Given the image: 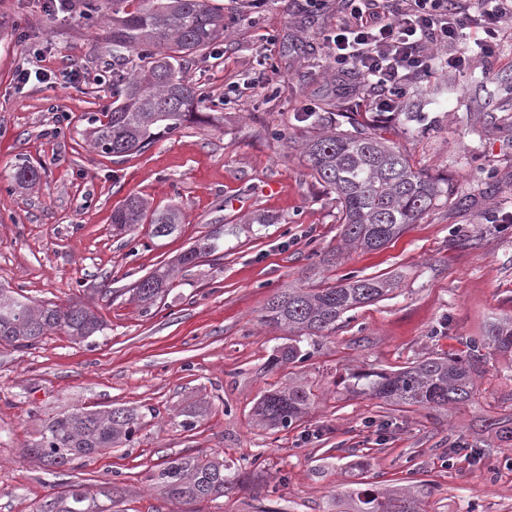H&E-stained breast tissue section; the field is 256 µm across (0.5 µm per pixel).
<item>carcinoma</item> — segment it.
<instances>
[{
	"label": "carcinoma",
	"mask_w": 512,
	"mask_h": 512,
	"mask_svg": "<svg viewBox=\"0 0 512 512\" xmlns=\"http://www.w3.org/2000/svg\"><path fill=\"white\" fill-rule=\"evenodd\" d=\"M124 2L112 0V49L135 51L143 65L129 77L117 75L112 111L103 120L91 118L95 147L114 157L139 152L187 122L208 121L198 111L202 92L179 76L174 62L210 48L224 38L227 28L224 8L212 0H140L133 11L125 10ZM332 122L329 115L314 118L318 132L302 143V157L314 178L336 193L346 245L379 249L448 196L441 181L416 169L395 144L358 122L351 132L330 130ZM11 178L20 186H30L40 179V171L29 162L21 163ZM146 219L155 237H167L179 226L177 208L149 217L144 202L135 198L114 212L112 224L122 231ZM218 249L217 237L209 235L181 254L177 264L194 266ZM168 280L169 273H155L139 279L132 291L139 301L151 304L165 291ZM393 287L394 282L380 276H351L326 288H288L275 295L263 321L286 327L293 338L272 363L305 359L301 342L324 335L343 314L381 300ZM101 330L98 317L82 304L36 307L24 295L0 288V343L31 347L50 331L88 338ZM485 349L512 353V317L486 323L482 335L470 339L463 356L437 353L396 371L354 372L350 386L392 407L467 404L473 399L474 375ZM311 404L310 391L292 385L264 394L256 415L268 427L286 428L300 420ZM144 418L132 407L77 409L46 423L28 452L55 474L79 458L132 441ZM158 481L170 499L191 503L233 493L242 476L218 457L185 456L168 461ZM355 496L356 512H418V499L411 494L381 496L365 491ZM121 498L122 490L113 485L95 496L72 488L47 497L38 512H112Z\"/></svg>",
	"instance_id": "1"
}]
</instances>
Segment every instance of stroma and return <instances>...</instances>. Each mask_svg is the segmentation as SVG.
<instances>
[{"instance_id": "stroma-1", "label": "stroma", "mask_w": 512, "mask_h": 512, "mask_svg": "<svg viewBox=\"0 0 512 512\" xmlns=\"http://www.w3.org/2000/svg\"><path fill=\"white\" fill-rule=\"evenodd\" d=\"M228 30L178 70L201 87L191 123L123 157L95 151L89 119L112 104V46L87 0L52 14L43 0H0V285L38 304L79 302L105 328L88 339L56 332L28 349L0 346V512H37L51 493L79 485L124 491L120 512H352L355 490H412L420 512H512V457L493 423L512 416V354L487 353L473 404L392 410L356 394L351 372L394 370L435 353L462 354L486 322L512 315V24L488 58L420 81L426 96L403 111H369L358 78L336 81L319 35L339 0H216ZM274 36L261 58L262 36ZM42 79L20 82V69ZM267 72V92L228 93ZM348 113L400 146L448 195L376 251L343 247L339 203L312 176L300 143L310 113ZM416 120H409V113ZM286 132L287 140L277 139ZM39 183L21 188L14 165ZM178 207L176 232L150 224L120 232L112 213L128 199ZM216 234L221 249L196 266L176 257ZM174 269L153 305L135 282ZM352 275L395 279L385 299L348 312L304 362L269 368L287 331L259 319L285 288H317ZM303 381L314 403L286 429L255 408L267 391ZM129 406L147 417L134 441L50 474L26 454L48 419L88 407ZM204 406L192 430L186 409ZM213 454L257 473L234 493L168 501L151 478L168 459Z\"/></svg>"}]
</instances>
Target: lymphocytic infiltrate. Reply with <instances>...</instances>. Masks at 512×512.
<instances>
[{"label":"lymphocytic infiltrate","mask_w":512,"mask_h":512,"mask_svg":"<svg viewBox=\"0 0 512 512\" xmlns=\"http://www.w3.org/2000/svg\"><path fill=\"white\" fill-rule=\"evenodd\" d=\"M334 27L321 36L337 76L355 72L369 106L394 112L410 89L441 66L468 67L491 56L512 19V0H342Z\"/></svg>","instance_id":"f902f5d3"}]
</instances>
